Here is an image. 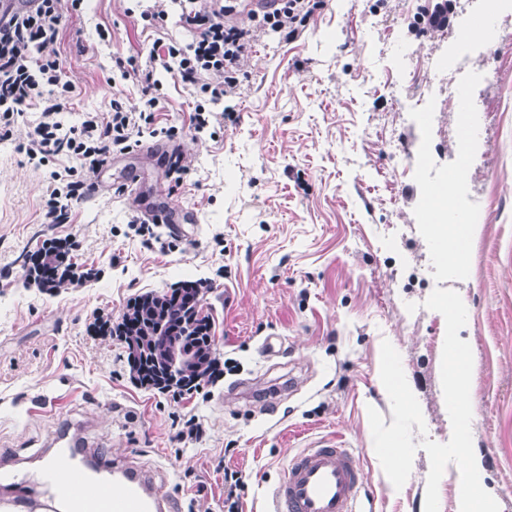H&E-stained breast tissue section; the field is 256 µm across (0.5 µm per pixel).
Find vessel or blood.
Instances as JSON below:
<instances>
[{"mask_svg": "<svg viewBox=\"0 0 512 512\" xmlns=\"http://www.w3.org/2000/svg\"><path fill=\"white\" fill-rule=\"evenodd\" d=\"M39 479L64 499L66 512H174L153 471L120 462L84 467L89 443L56 432ZM0 512H28L30 485L16 471L0 469ZM362 462L343 444L325 439L295 453L273 491L271 512H361Z\"/></svg>", "mask_w": 512, "mask_h": 512, "instance_id": "obj_1", "label": "vessel or blood"}]
</instances>
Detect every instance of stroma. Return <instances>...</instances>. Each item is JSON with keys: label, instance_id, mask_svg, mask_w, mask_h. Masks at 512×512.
I'll use <instances>...</instances> for the list:
<instances>
[{"label": "stroma", "instance_id": "stroma-1", "mask_svg": "<svg viewBox=\"0 0 512 512\" xmlns=\"http://www.w3.org/2000/svg\"><path fill=\"white\" fill-rule=\"evenodd\" d=\"M428 0H325L295 38L271 34L251 55L228 104L234 121L216 136L195 133L196 96L160 76L159 121L189 166L181 183L168 154L116 156L102 191L81 199L65 224L44 219L49 174L18 142L0 140V465L40 466L63 419L93 418L85 436L113 457L153 468L178 512H224V471H241L242 512L266 501L288 459L322 438L359 455L366 512H424L430 460L417 450L394 488L376 456L369 409L392 423L380 379L383 342L401 356L426 435L445 443L452 427L441 385L443 316L419 310L434 268L413 209L420 189L406 168L421 143L399 106L432 74L427 61L461 41L481 18L494 41L473 67L489 73L474 92L478 147L470 194L486 209L472 244L470 274L442 286L468 313L459 335L473 354L471 433L480 480L512 512V24L499 27L490 0H452L453 20L435 36L411 29ZM145 0H84L68 15L58 51L76 88L64 127L106 112L113 94L136 107L140 93L116 59H141L154 40L183 46L190 34L173 5L163 26L141 17ZM456 98L435 110L431 153L458 154ZM135 173L145 203L193 212L190 236L156 225L149 244L129 226L139 209L120 187ZM71 245L79 287L52 290L27 277L44 245ZM204 285L215 356L235 369L175 398L130 379L121 337L95 331V316L122 321L138 295ZM198 418L200 440L178 441L176 425Z\"/></svg>", "mask_w": 512, "mask_h": 512}]
</instances>
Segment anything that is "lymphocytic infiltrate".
<instances>
[{"instance_id": "f902f5d3", "label": "lymphocytic infiltrate", "mask_w": 512, "mask_h": 512, "mask_svg": "<svg viewBox=\"0 0 512 512\" xmlns=\"http://www.w3.org/2000/svg\"><path fill=\"white\" fill-rule=\"evenodd\" d=\"M29 8L0 13V139L18 140L28 160L42 166L50 158L72 159L70 167L50 174L45 216L67 223L74 202L85 194V177L97 173L113 154L139 146L143 136H158L157 114L165 108L157 92V73L167 72L207 96L191 117L195 132L223 125L232 97L245 74L253 47L269 33L291 38L305 27L323 0H278L269 10L252 11L247 26L234 22L238 0H179L180 22L192 33L184 47L158 40L143 61L122 69L123 79L142 88L138 108L113 98L107 113L89 112L80 126L64 128L58 116L74 93L64 81V61L56 48L66 14L80 11L83 0H30ZM25 106L39 107L35 126L20 127Z\"/></svg>"}]
</instances>
